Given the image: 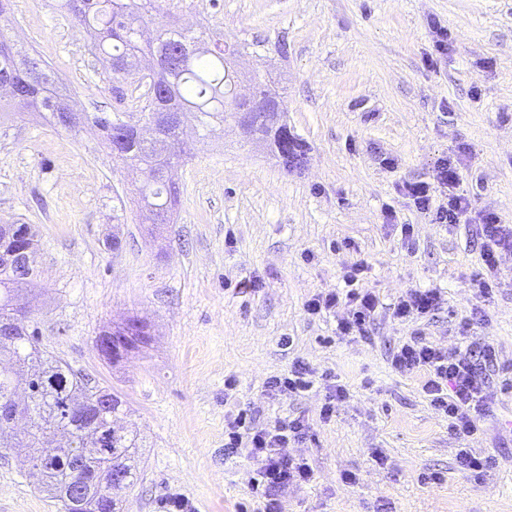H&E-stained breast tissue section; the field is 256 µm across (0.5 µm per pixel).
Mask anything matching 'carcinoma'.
Wrapping results in <instances>:
<instances>
[{"label":"carcinoma","mask_w":512,"mask_h":512,"mask_svg":"<svg viewBox=\"0 0 512 512\" xmlns=\"http://www.w3.org/2000/svg\"><path fill=\"white\" fill-rule=\"evenodd\" d=\"M55 2L58 10L74 23L95 34L89 55L107 60L113 74H120L140 56L165 60L167 66L153 80L156 90L166 94L170 111L183 113L188 123L206 135L222 132L236 123L239 110L246 107L245 98L262 97L278 120L270 123L266 113H253L254 141L271 146L281 160L292 159L298 166L305 162L304 146L288 132L283 120V90L257 74L251 78L248 91H243L233 66L240 50L227 45L223 35L204 39L169 26L160 29L155 40L147 43L142 41L140 32L157 0ZM59 83L57 74L43 61L0 38V86L38 85L43 90L35 99L12 98L16 106L44 111L53 125L62 126L65 106ZM86 117L110 144L120 135L125 120L132 119V113L100 109L86 113ZM173 156L181 162L191 156V148L177 128L164 129L159 140H132L122 152L114 154L117 160L141 172L137 194L144 218L151 224L171 223L179 202V186L163 174ZM22 249L34 253L38 250L32 228L27 224L13 229L0 227V324L17 322L15 338L9 343L0 341V406L21 393L26 399L25 410L30 412L18 428L0 424V448L27 450L31 466L39 468L46 488L60 502L61 512H120L117 492L133 487L139 476L138 434L124 429L117 439L100 447L95 429L91 428L93 424L104 426L97 409H92L87 418L72 414V404L93 396V387L86 376L41 349L37 328H29L28 317L16 316V305L21 300L17 284H32L38 276L37 266L15 264V253ZM135 322L137 318L133 316L115 325L107 340L128 354L143 349L150 338L137 343L127 339ZM76 463L93 481L106 477L112 469L124 474L126 483L119 488L106 486L86 492L73 504L59 490L69 486V466Z\"/></svg>","instance_id":"obj_1"}]
</instances>
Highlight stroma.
Wrapping results in <instances>:
<instances>
[{"instance_id":"35a3bbf8","label":"stroma","mask_w":512,"mask_h":512,"mask_svg":"<svg viewBox=\"0 0 512 512\" xmlns=\"http://www.w3.org/2000/svg\"><path fill=\"white\" fill-rule=\"evenodd\" d=\"M10 18L0 36L47 61L80 111L116 109L111 72L54 0H18ZM434 18L448 29L438 58ZM189 21L242 45L241 83L257 71L286 89L303 166L285 169L232 126L193 136L192 159L172 173L177 216L158 229L142 221L138 175L98 131L0 109V224L31 225L39 239V284L22 289L30 323L43 349L124 396L122 423L145 440L122 512H175L176 497L187 512L250 506L254 462L224 454V424L241 412L258 425L308 424L286 453L307 458L315 479L280 490L281 512H512V253L479 296L475 225L431 223L400 191L458 155L473 211L512 225V0H158L147 28ZM360 261L380 308L368 336L342 337L343 308L311 316L304 303L342 289L343 265ZM414 288L440 289L441 309L395 318L393 303ZM130 316L151 341L109 364L96 338ZM417 332L450 353L469 341L496 348L485 374L497 398L467 440L418 376L390 365ZM299 362L312 388L269 399L267 380ZM334 383L348 395L326 421ZM464 446L492 457L481 477L459 468ZM432 472L440 481H426ZM0 512H60L24 451L0 449Z\"/></svg>"}]
</instances>
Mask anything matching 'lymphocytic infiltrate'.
Returning <instances> with one entry per match:
<instances>
[{
    "label": "lymphocytic infiltrate",
    "instance_id": "f902f5d3",
    "mask_svg": "<svg viewBox=\"0 0 512 512\" xmlns=\"http://www.w3.org/2000/svg\"><path fill=\"white\" fill-rule=\"evenodd\" d=\"M459 168V160L440 157L434 165L433 181H408L401 189L432 223H460L469 211L470 202L465 195L455 191L460 181ZM438 188L447 192L445 203L439 205L433 202V193ZM476 221L485 270L472 278L471 286L477 294L486 296L493 290L492 275L498 269L501 252H512V225L501 223L492 211L478 213ZM365 270L361 262L345 266L342 275L345 291L313 296L305 302V312L315 316L344 306L346 313L338 324L339 335H366L379 307V299L373 291L361 285ZM441 305L442 297L437 289H411L399 297L393 306V314L404 320H419L433 315ZM494 358L495 347L488 341L451 354L414 336L393 351L391 365L398 372L420 376L423 392L447 417L449 431L464 440L477 433L481 416L494 402L482 371L483 364L493 362ZM306 430V423L298 417L266 426L246 425L240 416L228 421L225 449L230 454L246 452L253 459L255 468L250 486L263 505L262 512H280L276 498L279 490L313 481L314 470L306 458L282 453L289 442L304 438Z\"/></svg>",
    "mask_w": 512,
    "mask_h": 512
}]
</instances>
